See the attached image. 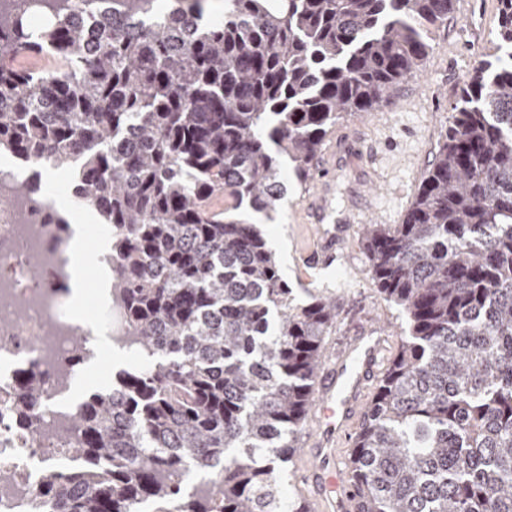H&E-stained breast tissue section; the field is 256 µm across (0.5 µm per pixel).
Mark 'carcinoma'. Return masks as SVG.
Listing matches in <instances>:
<instances>
[{"instance_id": "carcinoma-1", "label": "carcinoma", "mask_w": 512, "mask_h": 512, "mask_svg": "<svg viewBox=\"0 0 512 512\" xmlns=\"http://www.w3.org/2000/svg\"><path fill=\"white\" fill-rule=\"evenodd\" d=\"M0 0V150L70 173L108 224L112 303L144 362L72 409L85 463L36 512H308L280 481L336 301L288 302L274 251L227 215L281 209L328 127L421 70L455 0ZM401 224L363 225L406 317L348 468L356 512H512V0ZM43 381L14 397L33 425Z\"/></svg>"}]
</instances>
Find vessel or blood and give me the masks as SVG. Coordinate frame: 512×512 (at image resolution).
<instances>
[{
    "instance_id": "b4317fda",
    "label": "vessel or blood",
    "mask_w": 512,
    "mask_h": 512,
    "mask_svg": "<svg viewBox=\"0 0 512 512\" xmlns=\"http://www.w3.org/2000/svg\"><path fill=\"white\" fill-rule=\"evenodd\" d=\"M384 353L383 337H360L349 353L338 356L319 380L320 431L310 437L309 459L299 468L300 488L313 504L314 512H349L351 504L342 493V477L333 464L335 441L339 434L348 432Z\"/></svg>"
}]
</instances>
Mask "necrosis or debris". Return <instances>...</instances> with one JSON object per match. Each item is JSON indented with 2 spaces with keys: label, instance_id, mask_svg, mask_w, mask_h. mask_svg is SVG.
Wrapping results in <instances>:
<instances>
[{
  "label": "necrosis or debris",
  "instance_id": "4bbe7bcc",
  "mask_svg": "<svg viewBox=\"0 0 512 512\" xmlns=\"http://www.w3.org/2000/svg\"><path fill=\"white\" fill-rule=\"evenodd\" d=\"M67 183L56 182L42 195L0 207V512H32L51 474L66 470L70 457L54 448L53 437L69 421L73 384L69 343L86 339L85 357L100 360L98 335L125 348L126 327L121 313L106 308L94 322L67 310L64 290L70 280L68 237L46 223L42 199L70 194ZM39 257L47 281L32 279L31 257ZM41 375L42 400L33 428L38 447H27L5 405L18 379Z\"/></svg>",
  "mask_w": 512,
  "mask_h": 512
}]
</instances>
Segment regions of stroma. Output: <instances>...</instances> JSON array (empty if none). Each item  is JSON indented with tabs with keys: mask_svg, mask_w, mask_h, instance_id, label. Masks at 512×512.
Instances as JSON below:
<instances>
[{
	"mask_svg": "<svg viewBox=\"0 0 512 512\" xmlns=\"http://www.w3.org/2000/svg\"><path fill=\"white\" fill-rule=\"evenodd\" d=\"M498 9V0H457L454 14L433 35L426 67L379 109L344 116L329 130L317 155L332 168L328 178L290 183L273 219L254 218L265 238L280 241L277 261L293 304L317 295L335 298L327 360L358 336L384 337L393 351L401 343L405 318L368 274L362 227L402 222L460 88L496 31ZM323 231L342 234L327 266L318 261Z\"/></svg>",
	"mask_w": 512,
	"mask_h": 512,
	"instance_id": "35a3bbf8",
	"label": "stroma"
}]
</instances>
